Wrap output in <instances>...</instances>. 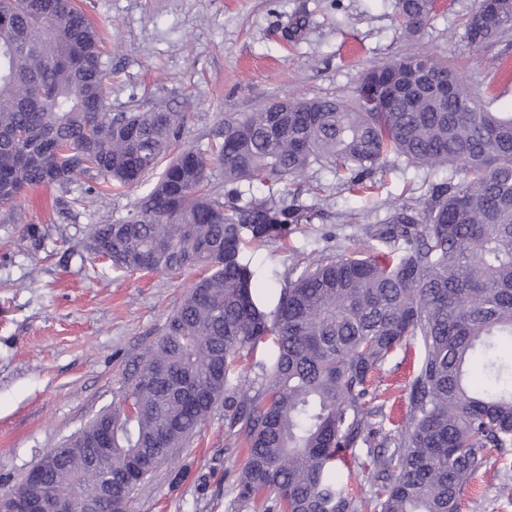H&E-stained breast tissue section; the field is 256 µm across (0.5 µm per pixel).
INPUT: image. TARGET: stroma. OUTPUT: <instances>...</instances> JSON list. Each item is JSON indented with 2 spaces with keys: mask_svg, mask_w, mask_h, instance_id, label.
<instances>
[{
  "mask_svg": "<svg viewBox=\"0 0 512 512\" xmlns=\"http://www.w3.org/2000/svg\"><path fill=\"white\" fill-rule=\"evenodd\" d=\"M105 37L104 67L116 112L162 102L186 113L184 141L200 151L222 142L224 120L283 97L347 94L363 69L425 52L454 62L477 93L492 89V111L512 112V32L477 52L463 37L473 0H436L412 40L395 22V0H79ZM305 26L289 36L294 18ZM106 196L44 185L20 199L22 223L0 211V493L20 484L57 448L111 406L142 354L161 336L195 272L126 274L93 260L95 224L122 221L157 181ZM372 196L350 191L342 176L313 167L279 186L300 205H317L308 224L290 227L287 243L261 248L269 301L296 264L324 245L361 250L359 224L385 217V201L422 205L444 171L394 159L376 173ZM84 202H77V195ZM418 344L385 366L387 418L407 410ZM246 451L216 407L197 434L134 491L127 512H238L232 486ZM494 474L472 480L461 512H512V455Z\"/></svg>",
  "mask_w": 512,
  "mask_h": 512,
  "instance_id": "35a3bbf8",
  "label": "stroma"
}]
</instances>
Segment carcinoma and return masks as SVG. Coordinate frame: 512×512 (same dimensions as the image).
Returning <instances> with one entry per match:
<instances>
[{"label":"carcinoma","mask_w":512,"mask_h":512,"mask_svg":"<svg viewBox=\"0 0 512 512\" xmlns=\"http://www.w3.org/2000/svg\"><path fill=\"white\" fill-rule=\"evenodd\" d=\"M433 0H397L415 36ZM512 30V0H476L464 38L479 50ZM448 81V100L419 74ZM401 94L381 110L362 93ZM186 113L163 104L114 112L100 37L75 0H0V208L19 221L31 189L79 179L87 195L139 183L171 157L118 224L93 225L88 249L127 272L202 269L136 365L112 408L70 437L45 489L79 501L112 485V512L153 466L185 447L219 404L247 458L234 487L241 512H461L484 449L512 454V112L489 110L430 54L363 71L351 96L283 98L224 119L207 154L176 149ZM450 170L420 208L391 203L382 224L356 234L382 247L362 256L323 248L269 309L256 283L266 270L248 249L288 241L313 208L274 188L315 164L348 175L359 193L389 159ZM224 169V194L208 173ZM260 184L265 195L243 197ZM410 340L413 366L403 420H386L380 374ZM480 366L492 386L475 387ZM112 425V463L88 459L97 428ZM367 446L356 453L358 441ZM344 465L369 485L355 493Z\"/></svg>","instance_id":"1"}]
</instances>
